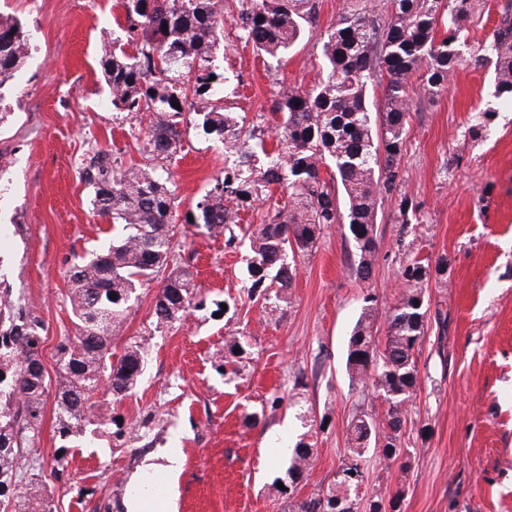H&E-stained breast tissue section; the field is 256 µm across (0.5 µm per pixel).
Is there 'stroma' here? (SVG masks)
Wrapping results in <instances>:
<instances>
[{
	"label": "stroma",
	"instance_id": "35a3bbf8",
	"mask_svg": "<svg viewBox=\"0 0 512 512\" xmlns=\"http://www.w3.org/2000/svg\"><path fill=\"white\" fill-rule=\"evenodd\" d=\"M353 0H318L309 38L286 63L264 68L251 45L236 37V0H224V49L212 66L227 81L211 101L196 102L181 123L176 154L165 161L174 193L172 230L208 303L180 322L157 327V284L141 288L113 338L123 353L144 348L145 369L121 400L96 393L102 415L137 423L154 417L149 440L124 448L105 437L74 442L64 471L52 466L62 441L55 394L47 392L35 453L48 473L54 512H128L134 476L158 483L172 512H283L273 489L286 456L275 441L306 438L313 461L295 494L305 500L333 481L345 460L346 428L355 414H381L371 389L352 386L345 371L348 334L367 293L383 315L398 295L404 253L447 255L448 281L424 288L425 336L415 352L421 384L405 411L406 454L391 465H365L358 507L382 500L395 512H512V108L501 109L479 137L468 128L478 108L493 104V65L462 66L445 91H413L400 159L402 193L417 223L403 224L399 199L378 209L376 265L369 280L351 271L352 248L340 226L326 229L299 261L293 302L273 316L243 290V242L262 214L283 204L271 190L242 214L235 246L185 222L212 177L224 169V147L194 124L196 111L219 106L272 130L280 85L312 87L320 37ZM472 55L491 38L512 0H474ZM0 14L27 28L35 49L8 93L10 119L0 125V153L15 160L0 184V277L44 331L40 360L57 372V350L74 333L67 271L74 255L111 242L112 221L92 205L86 168L97 151L147 165L140 148L143 112L113 111L100 62L119 36L115 0H0ZM226 312L216 313L218 302ZM245 333L238 376L218 364L228 337ZM257 418L246 423L245 415ZM177 446V475L162 468V452Z\"/></svg>",
	"mask_w": 512,
	"mask_h": 512
}]
</instances>
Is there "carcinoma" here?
I'll return each instance as SVG.
<instances>
[{"label": "carcinoma", "instance_id": "1", "mask_svg": "<svg viewBox=\"0 0 512 512\" xmlns=\"http://www.w3.org/2000/svg\"><path fill=\"white\" fill-rule=\"evenodd\" d=\"M125 22H116L125 38L112 42L101 60L112 90L115 112H151L146 149L156 159L177 152L179 139L158 136L179 124L190 98L216 97L225 77L212 69L214 52L224 41V7L216 0H119ZM391 15L352 4L322 39L317 84L306 90L282 86L275 112L280 114L272 142L245 130L246 116L211 109L198 113L202 132L240 151L238 168L222 172L188 212L193 223L212 234L229 233L240 211L254 207L273 185L287 194L285 205L260 216L248 238L247 296L274 300L270 312L291 304L297 257L311 251L322 232L346 225L357 253L356 275L370 278L377 256V216L381 197L396 193L403 181L408 87L413 76L423 89L438 94L463 65L461 45L469 38V0H390ZM317 0H238L242 39L263 63H281L304 38L316 14ZM30 36L21 24L0 15V89L9 85L28 59ZM494 61V97L512 104V15L501 16L492 39L469 57L481 66ZM215 80H210V77ZM385 85L383 111L372 110L369 91ZM331 169L329 177L322 169ZM87 179L92 205L113 221L112 243L71 264L68 302L75 334L58 349L56 411L61 438L84 436L95 425L93 395L106 385L119 400L136 387L144 351L133 343L113 359L112 329L121 324L138 288L157 278V325L172 326L191 307L201 308L189 266L171 264L169 228L174 197L167 177L155 167L109 166L99 151ZM397 275L403 288L387 318V343L377 349L374 328L377 300L364 304L347 341L346 372L354 385L373 381L386 405L382 420L355 415L348 424L346 456L364 469L372 452L390 464L401 454L397 443L404 411L417 392L421 373L414 359L426 326L423 288L430 279L448 281V257L435 262L408 255ZM41 321L11 293H0V512H54L39 479L38 438L50 377L39 359ZM108 419V436L122 446L136 430ZM311 458L300 439L288 460L284 488H275L285 512H332L331 501L354 494L339 480L309 500H294V484Z\"/></svg>", "mask_w": 512, "mask_h": 512}]
</instances>
